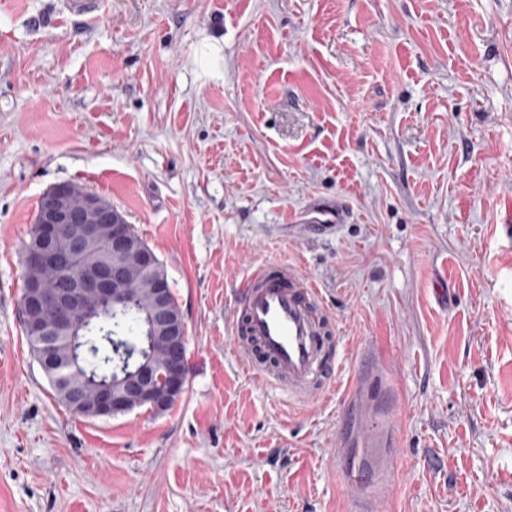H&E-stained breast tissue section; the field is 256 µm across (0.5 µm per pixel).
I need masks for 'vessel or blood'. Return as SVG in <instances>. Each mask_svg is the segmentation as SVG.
I'll return each mask as SVG.
<instances>
[{
	"mask_svg": "<svg viewBox=\"0 0 512 512\" xmlns=\"http://www.w3.org/2000/svg\"><path fill=\"white\" fill-rule=\"evenodd\" d=\"M235 303L232 347L251 376L307 403L324 399L341 361L318 283L290 263L261 266L240 280Z\"/></svg>",
	"mask_w": 512,
	"mask_h": 512,
	"instance_id": "obj_1",
	"label": "vessel or blood"
}]
</instances>
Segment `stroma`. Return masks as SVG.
Wrapping results in <instances>:
<instances>
[{"mask_svg": "<svg viewBox=\"0 0 512 512\" xmlns=\"http://www.w3.org/2000/svg\"><path fill=\"white\" fill-rule=\"evenodd\" d=\"M0 0V512H512V0ZM112 202L184 315L172 408L71 414L23 333L44 192ZM341 206L327 235L294 215ZM294 262L342 366L234 353ZM235 303L232 347L251 376L303 402L324 399L341 361L318 283L294 264L261 266L240 280Z\"/></svg>", "mask_w": 512, "mask_h": 512, "instance_id": "1", "label": "stroma"}]
</instances>
